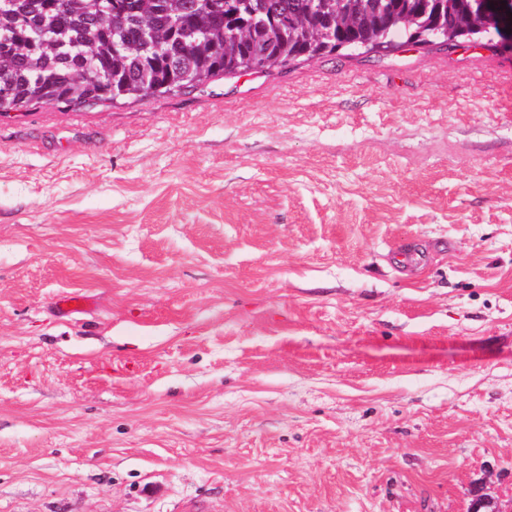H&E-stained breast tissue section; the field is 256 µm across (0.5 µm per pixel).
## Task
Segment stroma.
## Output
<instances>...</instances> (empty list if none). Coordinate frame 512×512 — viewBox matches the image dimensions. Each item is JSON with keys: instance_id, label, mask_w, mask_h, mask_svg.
<instances>
[{"instance_id": "1", "label": "stroma", "mask_w": 512, "mask_h": 512, "mask_svg": "<svg viewBox=\"0 0 512 512\" xmlns=\"http://www.w3.org/2000/svg\"><path fill=\"white\" fill-rule=\"evenodd\" d=\"M482 482L512 500L498 41L0 117V512H466Z\"/></svg>"}]
</instances>
